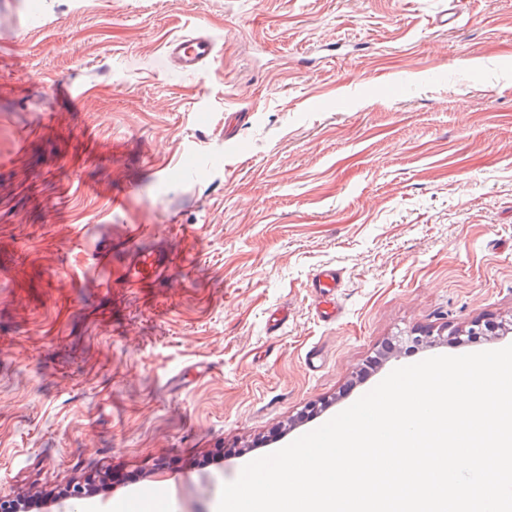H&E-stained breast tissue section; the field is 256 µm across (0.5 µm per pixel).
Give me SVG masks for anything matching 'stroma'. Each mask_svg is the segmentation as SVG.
I'll return each mask as SVG.
<instances>
[{
  "label": "stroma",
  "instance_id": "stroma-1",
  "mask_svg": "<svg viewBox=\"0 0 512 512\" xmlns=\"http://www.w3.org/2000/svg\"><path fill=\"white\" fill-rule=\"evenodd\" d=\"M476 321H512V0H0V495L183 471L165 512H217L393 369L512 344L447 343ZM215 55V43L207 36H183L167 45L166 57L181 72L196 74L203 70ZM124 268L127 288H145L154 285L167 268L165 257L152 249L134 247Z\"/></svg>",
  "mask_w": 512,
  "mask_h": 512
}]
</instances>
